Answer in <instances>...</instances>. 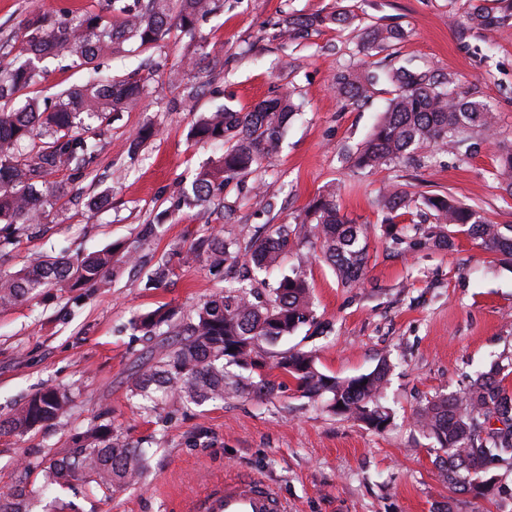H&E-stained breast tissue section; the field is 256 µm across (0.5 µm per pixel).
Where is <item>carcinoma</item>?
<instances>
[{
    "instance_id": "obj_1",
    "label": "carcinoma",
    "mask_w": 512,
    "mask_h": 512,
    "mask_svg": "<svg viewBox=\"0 0 512 512\" xmlns=\"http://www.w3.org/2000/svg\"><path fill=\"white\" fill-rule=\"evenodd\" d=\"M111 2L119 14V20L111 24L87 16L51 27L32 24L15 65L0 70V101H10L37 83L41 71L36 62L54 53L68 52L96 73L88 82L65 90L52 109H43L38 100L30 98L20 108L0 110V224H40L49 201L67 195L66 186L48 182L47 176L64 164L82 165L97 148L96 141L73 132L79 114L106 117L141 102L142 79L114 80L100 75L97 60L121 52L131 39L144 48L154 45L173 27L193 39L199 20L216 7V0H142L141 8L131 12L121 5L122 0ZM496 2L495 7L470 4L466 26L492 32L511 20L512 0ZM352 20L342 9L323 18L300 16L286 24L283 34L295 39L315 25L328 22L343 27ZM399 38L400 33L391 27H374L366 42L389 43ZM380 83L394 87L395 93L368 138L349 157L356 170L401 163L416 150L430 146L457 153L470 134L482 132L490 137L494 133L496 116L487 104L425 71L403 65L377 69L361 60L334 77L336 95L351 105L367 102ZM301 111L302 106L288 92L260 102L249 112L226 106L201 117L193 127V138L205 144L223 143L226 148L212 165L196 173L185 200L206 212L214 209L232 217L235 205L221 199L224 189L251 174L262 156L278 150L288 122ZM26 145L32 156L20 162L17 154ZM496 176L512 194V151L499 155ZM336 197V188H328L293 224H267L260 230L245 224L234 239L211 233L192 240L188 251L206 257L216 270L245 257L256 271L266 272L292 251L296 263L264 296L254 284L242 280L198 306L177 331L176 346L164 347L159 360L134 377L132 395L152 401L161 390L186 402L222 401L244 391L243 381L225 375L224 364L228 363L256 375L258 381L250 382L256 392L273 391L271 372L277 371L293 379L303 396L325 401L331 412L375 430L384 429L392 419L381 404L385 367L339 380L321 372L311 352L289 351L273 362L259 353L260 344L287 336L314 320L307 277L311 254L300 245L319 246L322 257L345 283L356 284L365 275L364 230L340 213ZM378 205L388 215L383 232L396 244L404 242L406 227L395 220L424 209L434 219V244L450 248L461 234L512 264V224H493L479 210L450 195L418 196L393 185L379 195ZM174 257L173 253L161 260L146 285L162 282L171 272ZM133 259L132 250L115 242L94 253L40 258L14 273L0 270V308L12 307L45 288L62 293L104 285L118 262ZM174 317L175 312L160 307L138 315L133 327L143 336H161L163 326L170 325ZM511 374L512 362L495 360L488 370L476 372L462 392L429 399L413 413L415 426L435 438L446 454L448 484L454 491L473 492L477 479H488L487 465L512 458V392L506 385ZM72 402V392L64 386L37 391L11 416L0 420V436H22L37 427L59 425ZM76 443L78 450L69 457L50 463L36 458L24 468L40 469L46 489L68 486L81 478L107 491L138 484L144 453L112 424L86 429L76 436ZM29 495L22 484L1 492L0 512H25Z\"/></svg>"
}]
</instances>
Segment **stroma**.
<instances>
[{
    "label": "stroma",
    "instance_id": "1",
    "mask_svg": "<svg viewBox=\"0 0 512 512\" xmlns=\"http://www.w3.org/2000/svg\"><path fill=\"white\" fill-rule=\"evenodd\" d=\"M339 6L354 14L351 26L314 27L298 44L280 37L291 16H324ZM467 7L468 0H219L195 38L174 29L156 47L105 61L104 73L122 79L150 58L157 70L146 76L145 99L112 122L85 120L96 152L82 172L53 171L50 182L66 185L67 195L48 207L45 224L0 245V268L16 272L40 255L72 256L115 242L136 248L139 263L106 287L67 294L47 288L0 310V418L38 389L73 391L65 426L0 436V492L25 483L34 491L29 512H194L226 481L245 476L272 484L287 512H512V459L497 465L487 499L455 493L444 452L412 420L427 399L459 391L493 359L512 357V268L463 236L450 251L425 242L390 247L377 205L383 188L401 184L419 195L452 194L494 223L512 224V195L495 176L497 154L512 149V21L488 36L465 28ZM77 13L113 19L109 0H0V67L17 54L30 18L54 23ZM372 25L401 29L405 37L363 52L360 35ZM364 58L409 61L452 81L495 111L494 138L466 158L424 148L414 163L353 170L347 154L392 96L382 85L359 106L337 97V71ZM44 67L28 94L49 104L88 76L64 52ZM286 90L304 108L278 151L263 156L243 186L226 188L234 218L183 204L196 171L221 154L192 140L194 121L224 105L249 111ZM148 125L154 136L133 147L134 133ZM331 184L342 188V214L367 230L365 279L346 285L328 263L313 261L314 323L260 350L270 358L293 348L313 352L318 369L339 379L388 363L382 403L394 416L391 425L378 431L337 416L301 396L288 378L270 393L199 406L171 396L154 404L132 397V377L156 360L158 347L132 330L133 316L166 307L185 320L225 285L206 261L187 254L189 241L212 232L233 236L244 224L293 223ZM103 191L111 206L89 209V198ZM153 223L158 232L140 237ZM179 249L185 257L168 279L147 287L148 273ZM106 417L146 452L142 483L108 493L80 479L46 492L42 471L17 469L16 459L29 452L47 460L69 456L73 434Z\"/></svg>",
    "mask_w": 512,
    "mask_h": 512
}]
</instances>
